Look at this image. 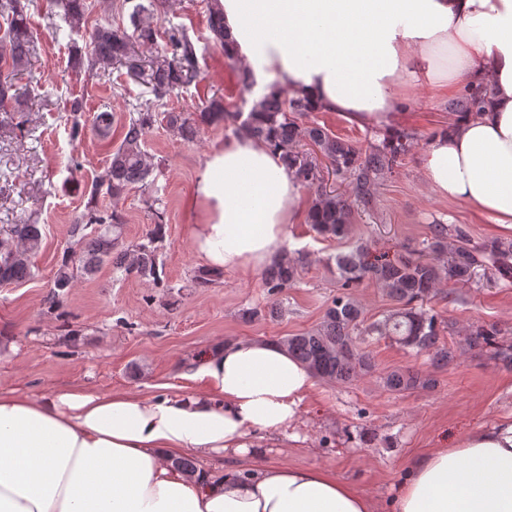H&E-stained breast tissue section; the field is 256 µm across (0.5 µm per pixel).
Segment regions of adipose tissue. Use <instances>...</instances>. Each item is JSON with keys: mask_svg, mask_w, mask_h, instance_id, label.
Listing matches in <instances>:
<instances>
[{"mask_svg": "<svg viewBox=\"0 0 512 512\" xmlns=\"http://www.w3.org/2000/svg\"><path fill=\"white\" fill-rule=\"evenodd\" d=\"M218 4L258 98L286 89L384 134L421 82L487 84L483 111L435 131L421 168L435 196L512 236V0ZM190 206L193 252L212 270L264 268L305 217L281 152L247 137L204 157ZM181 375L196 389L0 390V512H375L326 469L267 460L265 440L287 437L316 387L278 342L218 344ZM187 453L200 460L190 474L175 465ZM394 512H512V420L418 456Z\"/></svg>", "mask_w": 512, "mask_h": 512, "instance_id": "obj_1", "label": "adipose tissue"}]
</instances>
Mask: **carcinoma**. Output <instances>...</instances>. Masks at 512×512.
Returning a JSON list of instances; mask_svg holds the SVG:
<instances>
[{"mask_svg":"<svg viewBox=\"0 0 512 512\" xmlns=\"http://www.w3.org/2000/svg\"><path fill=\"white\" fill-rule=\"evenodd\" d=\"M208 0V29L213 41L224 44V21ZM167 0L138 3L130 13L133 31L97 22L88 27V0H46L48 14L59 21L51 22L55 33L68 28V36L89 33V42L75 47L72 70L92 76L116 65L131 62L134 44L153 45L157 38L165 41L163 49L144 65L130 66L133 76L142 80L155 99L162 100L196 81L199 73L197 44L182 28L163 31L154 25ZM37 0H0V137L24 132L16 114L26 111L25 101L15 84L17 75L27 70L35 54L30 26L31 8ZM489 89L484 84H467L462 93L448 104L457 116L482 111ZM82 103L71 106L70 134L80 140L83 126L78 119ZM318 111L304 98L289 96L278 90L252 103L249 112H232L215 97L200 112H157L146 103L123 125L121 141L109 150L107 166L92 186L84 211L73 220L70 244L61 256L54 273L49 309L79 279L94 277L108 264L127 277L167 288L160 259V243L165 236L166 211L159 207L161 197L154 196L149 205L153 224L138 241L125 235V217L114 208L103 210L98 196L104 194L118 202L132 189L146 190L155 184L157 168L146 150V135L158 122L180 138L190 141L199 126L224 124L236 135L264 141L282 151L288 167L295 171L302 187L314 198L307 215L311 229L323 238L338 241L349 238L352 208L370 207L382 182L402 167L416 144L414 133L400 129L379 142L359 148L317 124L306 125L301 118ZM99 138L112 137V115L101 112L96 117ZM43 226L32 216H21L13 224L0 225V286L19 284L35 275L34 258L43 244ZM300 257L285 252L262 276L263 287L270 296L296 285ZM336 274L341 292L324 312L319 326L298 334L283 336L278 342L305 364L315 377L328 383L347 384L375 371L370 352L361 348L373 340L388 339L406 352L425 355L435 369H442L467 351H478L495 365L512 369V341L495 324H473L459 343L450 345L443 339L445 322L427 300L447 281L468 284L478 271L492 269L501 279H512V242L487 240L474 242L463 224H433L430 235L419 249L408 250L395 258L376 254L365 242L335 257ZM224 277L222 271L199 269L193 276L198 288H208ZM382 288L392 302V309L373 321L364 316L360 302L351 289L363 281ZM384 388L393 393L435 387L429 372L397 368L381 377Z\"/></svg>","mask_w":512,"mask_h":512,"instance_id":"cac0c4a2","label":"carcinoma"}]
</instances>
